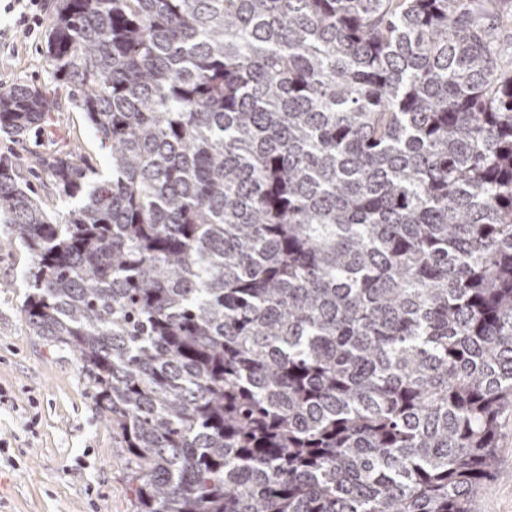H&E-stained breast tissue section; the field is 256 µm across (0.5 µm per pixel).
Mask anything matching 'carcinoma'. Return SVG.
<instances>
[{
    "instance_id": "carcinoma-1",
    "label": "carcinoma",
    "mask_w": 512,
    "mask_h": 512,
    "mask_svg": "<svg viewBox=\"0 0 512 512\" xmlns=\"http://www.w3.org/2000/svg\"><path fill=\"white\" fill-rule=\"evenodd\" d=\"M509 0H55L103 177L0 156L30 330L76 354L133 512H472L512 407Z\"/></svg>"
}]
</instances>
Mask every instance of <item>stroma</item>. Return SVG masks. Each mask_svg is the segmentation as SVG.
<instances>
[{
    "mask_svg": "<svg viewBox=\"0 0 512 512\" xmlns=\"http://www.w3.org/2000/svg\"><path fill=\"white\" fill-rule=\"evenodd\" d=\"M53 0H41L42 26L16 31L15 13L0 0V87L50 81L45 43ZM76 151L107 174L103 148L84 112L61 98L47 134L17 142L0 133V156L36 166L39 154ZM30 264L19 245L0 247V512H132V464L101 415L74 354L35 336L20 312ZM493 476L474 512H512V409L501 417Z\"/></svg>",
    "mask_w": 512,
    "mask_h": 512,
    "instance_id": "35a3bbf8",
    "label": "stroma"
}]
</instances>
